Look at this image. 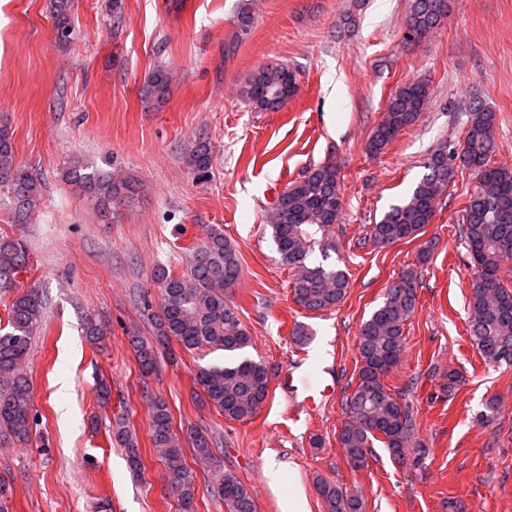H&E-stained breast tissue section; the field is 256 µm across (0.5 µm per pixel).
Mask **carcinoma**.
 I'll list each match as a JSON object with an SVG mask.
<instances>
[{
  "label": "carcinoma",
  "instance_id": "cac0c4a2",
  "mask_svg": "<svg viewBox=\"0 0 512 512\" xmlns=\"http://www.w3.org/2000/svg\"><path fill=\"white\" fill-rule=\"evenodd\" d=\"M448 0H411L405 39L419 41L428 36L445 16ZM52 19L59 39L72 35L71 0H53ZM171 73L158 65L145 80L140 99L146 107H158L171 93ZM298 90L297 76L286 65L262 67L251 74L244 90L251 106L261 112L283 109ZM431 99L425 81L403 83L389 97L382 120L366 142L372 155L382 153L406 128L417 122ZM496 113L476 104L471 108L463 143L450 149L442 143L425 162L427 173L412 193L390 206L373 225L370 239L378 247L419 238L436 212L460 170L475 180L465 206L461 236L471 258L472 300L468 333L482 359L491 365L512 364V287L502 281V269L512 262V170L495 166L491 157L495 144ZM185 162L194 172L211 164L206 137H197L186 152ZM68 181L106 213L121 201L127 184L112 172L89 168L77 162L67 171ZM0 185L11 190L13 219L25 224L39 204L41 183L36 175L15 160L12 132L0 127ZM342 211L340 177L336 164L323 163L308 169L291 182L280 196L270 217V232L283 264L293 277V299L303 309L322 312L336 308L350 288L347 273L339 268L311 265L308 257L324 245L330 228ZM185 270L168 265L154 271L160 293L156 318V341L134 336V349L141 374L150 376L157 364V346L175 339L186 351L203 348L229 353L250 345V335L239 319L238 309L225 300L241 275L236 248L219 226L207 230L204 240L186 248ZM28 251L20 237L0 238V289L17 287L16 276L27 269ZM418 301L416 270L402 272L386 289L382 304L362 322L357 337L356 384L346 395L347 414L337 440L355 469L368 465V448L377 441L390 454L403 459L415 436L416 421L402 402L406 388H393L385 378L399 363L405 343V326ZM44 319L38 291L27 288L7 308V323L0 324V434L19 441L28 438L33 393L21 366L30 336ZM268 367L251 359H230L222 366L200 368L195 377L196 399L212 404L224 417L242 421L255 416L269 395ZM149 403L151 442L164 462L170 480L180 489V512H195V493L187 473L181 439L174 431L166 402L146 394ZM112 436L127 449L130 467L140 468L138 440L127 418H115ZM188 437L196 456L212 464L216 457L209 438L198 431ZM317 490L327 512H364L358 495L334 480L320 477ZM214 491L224 501L225 512H257L249 489L232 472L218 470Z\"/></svg>",
  "mask_w": 512,
  "mask_h": 512
}]
</instances>
